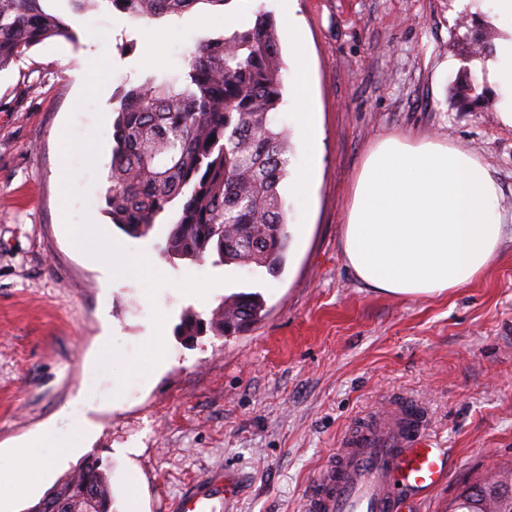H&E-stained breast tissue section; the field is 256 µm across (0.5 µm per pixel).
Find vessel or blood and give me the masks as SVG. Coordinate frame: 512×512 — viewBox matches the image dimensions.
Returning <instances> with one entry per match:
<instances>
[{
    "label": "vessel or blood",
    "instance_id": "1",
    "mask_svg": "<svg viewBox=\"0 0 512 512\" xmlns=\"http://www.w3.org/2000/svg\"><path fill=\"white\" fill-rule=\"evenodd\" d=\"M427 436L419 404L381 407L328 457L303 499L304 512H405L415 495L432 492L448 473L445 449L429 447ZM233 496L232 482L207 481L178 510L217 512Z\"/></svg>",
    "mask_w": 512,
    "mask_h": 512
}]
</instances>
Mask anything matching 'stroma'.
<instances>
[{"label":"stroma","instance_id":"35a3bbf8","mask_svg":"<svg viewBox=\"0 0 512 512\" xmlns=\"http://www.w3.org/2000/svg\"><path fill=\"white\" fill-rule=\"evenodd\" d=\"M55 7L75 41H45L0 71V512H26L92 455L110 467L115 512H177L201 478L227 473L239 493L225 512H303L328 456L396 397L425 408L432 447L448 453L444 486L416 512H448L464 483L512 469V125L499 90L472 112L451 99L463 68L483 66L466 61L464 30L502 35L480 0H230L150 22L107 0L73 15L66 0ZM260 8L301 26L322 131L310 151L281 46L286 262L273 274L166 258L169 225L132 237L105 212L112 110L124 87L180 75L197 40ZM389 135L468 151L498 186L496 256L440 297L368 288L344 255L356 179ZM312 163L315 184L295 194ZM114 244L125 261L109 277ZM240 292L264 303L243 331L176 334L183 312L209 318ZM81 428L83 448L55 458L51 440ZM20 462L41 482L13 501Z\"/></svg>","mask_w":512,"mask_h":512}]
</instances>
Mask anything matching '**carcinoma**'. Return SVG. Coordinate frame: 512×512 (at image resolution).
Instances as JSON below:
<instances>
[{"instance_id":"carcinoma-1","label":"carcinoma","mask_w":512,"mask_h":512,"mask_svg":"<svg viewBox=\"0 0 512 512\" xmlns=\"http://www.w3.org/2000/svg\"><path fill=\"white\" fill-rule=\"evenodd\" d=\"M51 0H0V71L51 39H75ZM135 19L180 16L194 6L231 0H107ZM467 56L486 58L492 44L464 34ZM273 15L260 8L254 20L219 37L199 40L185 72L151 76L123 90L112 120L107 213L127 234L146 236L172 212L163 252L172 259L240 268L279 270L288 248L287 218L279 191L288 176V134L276 114L283 103V74ZM455 104L470 112L489 102L484 81L463 71ZM215 141H210V138ZM258 293H235L205 320L182 317L180 335L207 331L229 336L261 316ZM473 510L490 504L512 512V476L472 483ZM108 468L96 457L65 474L27 512H112Z\"/></svg>"}]
</instances>
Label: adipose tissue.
<instances>
[{
    "label": "adipose tissue",
    "mask_w": 512,
    "mask_h": 512,
    "mask_svg": "<svg viewBox=\"0 0 512 512\" xmlns=\"http://www.w3.org/2000/svg\"><path fill=\"white\" fill-rule=\"evenodd\" d=\"M487 73L512 124V36ZM497 185L469 152L388 136L369 154L344 227V253L367 286L392 295H441L481 275L497 253Z\"/></svg>",
    "instance_id": "adipose-tissue-1"
}]
</instances>
